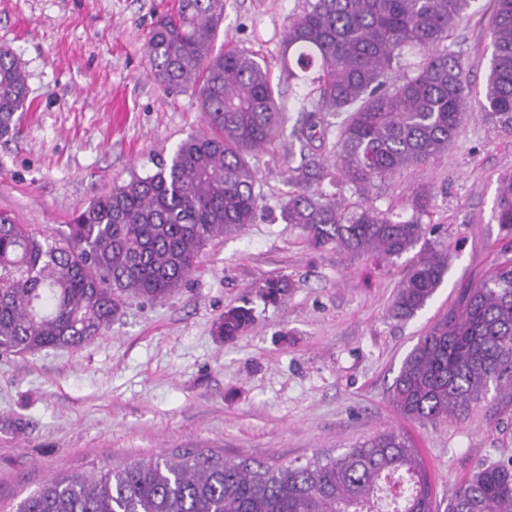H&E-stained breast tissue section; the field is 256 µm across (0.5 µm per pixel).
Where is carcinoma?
<instances>
[{
	"mask_svg": "<svg viewBox=\"0 0 512 512\" xmlns=\"http://www.w3.org/2000/svg\"><path fill=\"white\" fill-rule=\"evenodd\" d=\"M475 0H306L292 18L282 59L304 92L290 137L305 148L334 135L335 160L303 159L282 219L316 248L391 260L425 236L434 194L412 190L396 217L374 204L377 183L448 155L472 104L463 50L448 43ZM224 0H177L153 24L145 54L167 90H192L206 131L180 142L170 161L115 184L45 234L0 213V355L76 349L108 328L128 300L160 302L192 274L214 237L254 222L252 163L288 121L271 71L254 53L216 48ZM491 59L477 106L512 130V0H495ZM28 85L11 49L0 47V137L26 111ZM338 118L332 125L325 116ZM334 182L346 203L321 189ZM493 219L512 238V176L498 181ZM448 248L423 245L390 313L421 310L448 270ZM294 288L285 275L261 286L276 304ZM253 310L224 311L217 332L232 342ZM512 377V259L478 283L418 338L391 386L406 420L437 424ZM0 512H433L430 472L400 430L303 465L226 460L209 450L54 476ZM448 512H512V457L482 464L448 500Z\"/></svg>",
	"mask_w": 512,
	"mask_h": 512,
	"instance_id": "cac0c4a2",
	"label": "carcinoma"
}]
</instances>
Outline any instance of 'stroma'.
<instances>
[{"label":"stroma","instance_id":"stroma-1","mask_svg":"<svg viewBox=\"0 0 512 512\" xmlns=\"http://www.w3.org/2000/svg\"><path fill=\"white\" fill-rule=\"evenodd\" d=\"M174 0H0V46L27 76L31 107L0 138V212L54 232L76 209L203 132L196 96L168 93L146 75L153 22ZM305 0H224L218 41L271 67L293 103L283 41ZM494 0H475L451 40L482 91ZM299 145L260 153L254 223L215 237L186 284L158 303H126L82 348L0 355V500L17 501L55 474L201 448L228 459L303 464L405 427L430 470L434 512L482 464L512 456V391L490 390L458 418L421 427L390 400L402 361L512 241L492 219L500 177L512 174V132L479 113L464 120L445 159L379 184L376 204L402 213L415 187L436 191L428 244L447 245L448 271L427 305L393 318L411 254L381 262L312 247L280 206ZM276 275L295 287L277 305L258 288ZM246 306L252 326L231 343L215 333L224 311Z\"/></svg>","mask_w":512,"mask_h":512}]
</instances>
